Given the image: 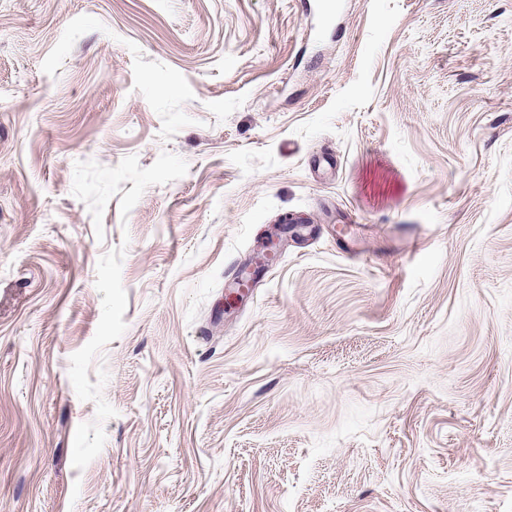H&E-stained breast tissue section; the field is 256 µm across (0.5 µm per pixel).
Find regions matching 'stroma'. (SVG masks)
Segmentation results:
<instances>
[{
    "instance_id": "1",
    "label": "stroma",
    "mask_w": 512,
    "mask_h": 512,
    "mask_svg": "<svg viewBox=\"0 0 512 512\" xmlns=\"http://www.w3.org/2000/svg\"><path fill=\"white\" fill-rule=\"evenodd\" d=\"M337 2L0 0V512H512V0ZM165 151L94 225L75 162Z\"/></svg>"
}]
</instances>
